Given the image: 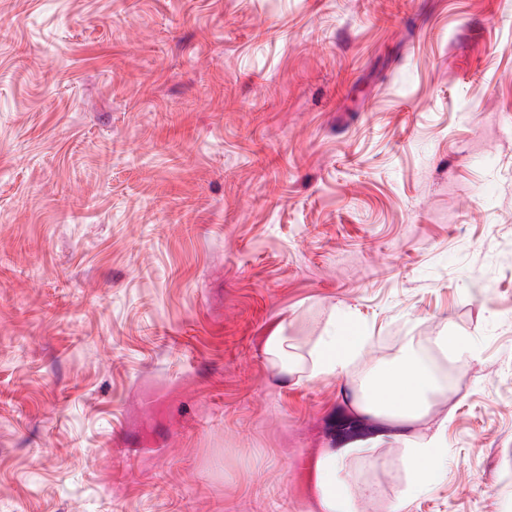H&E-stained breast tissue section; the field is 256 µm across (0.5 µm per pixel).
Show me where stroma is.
<instances>
[{
	"label": "stroma",
	"instance_id": "35a3bbf8",
	"mask_svg": "<svg viewBox=\"0 0 512 512\" xmlns=\"http://www.w3.org/2000/svg\"><path fill=\"white\" fill-rule=\"evenodd\" d=\"M333 319L470 338L407 512H512V0H0V512H309ZM292 339L287 334L284 326H278L264 344V356L266 362L277 378L278 385L288 386L296 384L302 379L303 368L301 364L291 356Z\"/></svg>",
	"mask_w": 512,
	"mask_h": 512
}]
</instances>
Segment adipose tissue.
I'll list each match as a JSON object with an SVG mask.
<instances>
[{
	"label": "adipose tissue",
	"instance_id": "ef3b65f1",
	"mask_svg": "<svg viewBox=\"0 0 512 512\" xmlns=\"http://www.w3.org/2000/svg\"><path fill=\"white\" fill-rule=\"evenodd\" d=\"M367 344L366 337L344 325H334L318 337L310 353L311 367L303 369L292 357V339L285 327H277L264 344V356L279 385L298 383L303 373L311 377L343 378L351 360ZM442 386L435 371L413 351L376 366L359 383L358 393L349 405L356 417L384 421V428L367 439L350 441L340 447L319 452L308 464L309 492L315 512H356L350 484L343 470L350 461L367 458L383 447L399 442L400 431L422 423L430 413L431 401ZM408 468L407 494H414L440 471L445 460L439 429L425 434L422 442L405 451Z\"/></svg>",
	"mask_w": 512,
	"mask_h": 512
}]
</instances>
